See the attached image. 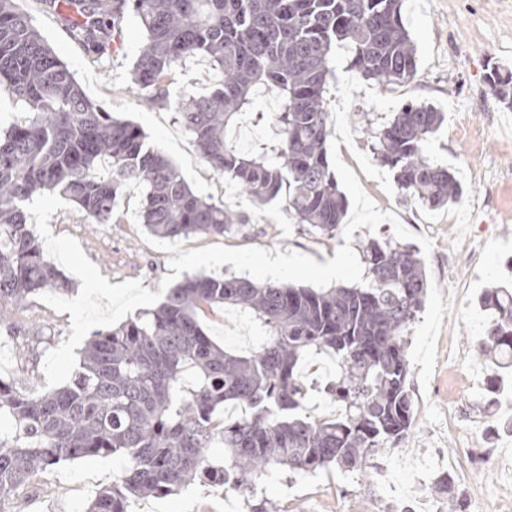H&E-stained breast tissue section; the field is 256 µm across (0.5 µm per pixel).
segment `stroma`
Wrapping results in <instances>:
<instances>
[{
	"mask_svg": "<svg viewBox=\"0 0 512 512\" xmlns=\"http://www.w3.org/2000/svg\"><path fill=\"white\" fill-rule=\"evenodd\" d=\"M33 23L54 52L75 73L84 92L112 115L139 126L154 147L172 161L200 196L223 203L242 218V232L193 234L184 250L210 245L259 247L296 252L318 263L333 259L345 243L343 231L318 237L302 231L282 204L259 205L233 183L215 175L182 127L175 102L208 91L218 78L211 63L194 57L169 88L170 106L145 105L131 88L130 72L144 45L139 20L125 14L111 53L92 60L75 43L56 14L38 0H25ZM407 28L417 48L413 83L384 86L349 70L350 55L336 52L329 86L330 134L342 161L381 211L395 214L413 234L432 241L425 257L429 290L411 329L407 348L414 426L405 441L381 450L364 475L336 470L309 475L276 471L250 492L233 495L199 481L164 498L145 497L130 512H251L254 504L285 506L289 512H450L456 495L478 512L483 500L512 512V401L489 389L490 370L472 358L470 342L488 318L480 299L512 280V108L495 102L488 66L512 70V0H403ZM444 112L427 142L432 161L451 168L464 193L459 202L430 209L397 189L392 172L374 158L369 130L380 127L406 100ZM141 196L125 187L117 203V224L89 223L75 205L50 218L53 235L75 237L110 284L141 280L158 292L169 275L167 252L140 236ZM468 250H461V243ZM214 341L245 344L259 338L246 317L217 309L203 317ZM70 313L40 298L14 306L0 319V379L44 390V359L71 335ZM118 473L110 458L89 456L53 466L19 497L12 512H85L89 501ZM452 477V493L435 487Z\"/></svg>",
	"mask_w": 512,
	"mask_h": 512,
	"instance_id": "stroma-1",
	"label": "stroma"
}]
</instances>
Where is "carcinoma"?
<instances>
[{
	"mask_svg": "<svg viewBox=\"0 0 512 512\" xmlns=\"http://www.w3.org/2000/svg\"><path fill=\"white\" fill-rule=\"evenodd\" d=\"M21 0H0V91L25 109L0 133V317L45 290L69 291L45 260L27 223L26 202L59 193L93 224L120 222L116 197L140 187L142 220L171 240L239 231L241 221L195 194L178 169L151 148L135 124L89 99L35 28ZM86 21L66 25L73 40L100 55L112 48L128 10L146 32L131 81L152 105L169 104L182 62L209 58L219 80L175 105L201 158L257 204L277 201L302 230L334 236L345 216L327 158V87L339 45L363 80L406 85L417 50L402 0H77ZM495 99L512 107V72L490 65ZM272 91L274 113L252 111ZM277 128L245 153L227 139L244 116ZM433 106L409 102L371 135L373 154L397 187L431 209L459 201L450 168L426 155L443 123ZM363 286L314 289L245 277L194 275L160 305L122 327L96 332L69 382L46 391L0 380V508L51 467L88 456L121 460V474L86 512H129L146 496L164 497L191 481L237 489L271 469L290 474L332 467L363 473L380 450L414 425L408 334L427 290L423 260L410 247L370 241ZM492 318L475 359L512 367V293L483 299ZM233 307L262 332L249 350L217 344L200 322L205 309ZM336 363L327 394L341 413L307 411L300 360ZM224 444V459L208 448Z\"/></svg>",
	"mask_w": 512,
	"mask_h": 512,
	"instance_id": "obj_1",
	"label": "carcinoma"
}]
</instances>
